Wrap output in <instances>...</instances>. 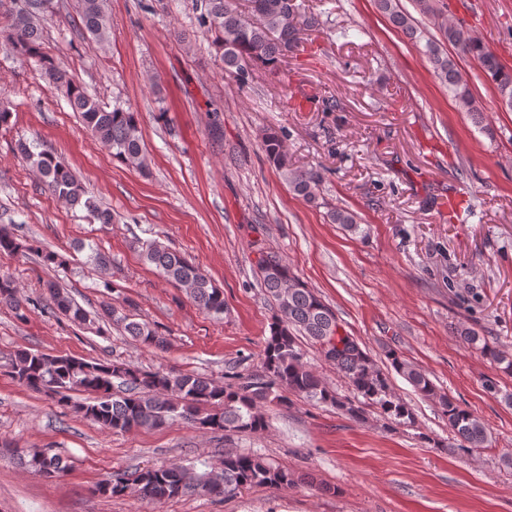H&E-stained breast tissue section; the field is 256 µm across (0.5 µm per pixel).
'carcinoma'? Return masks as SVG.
Returning a JSON list of instances; mask_svg holds the SVG:
<instances>
[{
    "mask_svg": "<svg viewBox=\"0 0 512 512\" xmlns=\"http://www.w3.org/2000/svg\"><path fill=\"white\" fill-rule=\"evenodd\" d=\"M53 3L54 0H0V37L66 98L72 111L112 157L145 169L139 113L120 105L110 107L89 97L60 61L43 52L42 23L53 13ZM417 3L422 13L434 17L441 38L428 35L412 15L400 8L399 0H377L378 9L390 24L409 41L422 46L435 76L448 88L461 110L476 121L482 119L460 69V58L474 61L494 85L500 100L512 108V68L464 25L438 15L433 0H417ZM74 8L82 21V39L91 44H104L110 28L107 0H74ZM199 22L210 33L212 45L224 60V72L242 82L254 67H278L288 54L299 48L306 32L322 24L320 15L306 8L302 0H247L245 10L237 0H201ZM262 146L289 188L305 202L320 205L319 171L293 167L281 136L274 129L263 133ZM17 150L36 169L53 195L73 208L84 210L100 224L112 223V212L88 192L54 152L45 149L35 152L33 145L26 141L18 142ZM330 217L351 231L358 230L357 216L348 210L335 209ZM30 250L29 240L17 234L13 226L0 225V254ZM257 252L258 283L273 310L261 371L240 372L234 381L218 385L199 374L152 372L122 360L96 362L20 349L12 360L13 377L27 388L62 402L68 400L69 391L89 393L90 400L76 405V412L113 432L160 428L181 421L199 431L222 432L226 436L257 434L268 428L266 408L272 404L286 408L292 395L330 405L355 420L361 419L363 406L368 404L376 406L392 425L414 424L412 409L392 392L385 373L351 334L339 338L340 347L324 359L347 380L354 398L330 389L324 378L304 362L294 332L307 337L321 350L340 327L336 313L295 276L288 263L263 247L257 248ZM141 254L145 262L185 289L206 314L216 319L224 316V293L184 254L156 240L142 241ZM43 288L48 308L76 326L100 333L104 325L112 324L149 347L166 346L164 336L150 324L134 320L121 306L106 304L89 311L78 305L58 280H46ZM0 305L24 320L29 306L35 307L38 302L23 297L15 281L1 275ZM456 334L512 372V358L502 354L485 337L463 328L456 330ZM387 359L419 394L438 405L453 435L451 448L469 455L492 447L491 432L477 415L458 405L422 369L396 351H388ZM17 459L24 469L45 477H54L65 470L60 457L43 451L23 450ZM131 483L142 498L162 502L196 493L225 500L247 486L290 489L296 486L297 480L260 455L229 451L224 453L221 468L217 470L209 466L199 473L177 464L149 467L134 472L129 479L118 477L99 486L97 491L111 497L122 496Z\"/></svg>",
    "mask_w": 512,
    "mask_h": 512,
    "instance_id": "1",
    "label": "carcinoma"
}]
</instances>
